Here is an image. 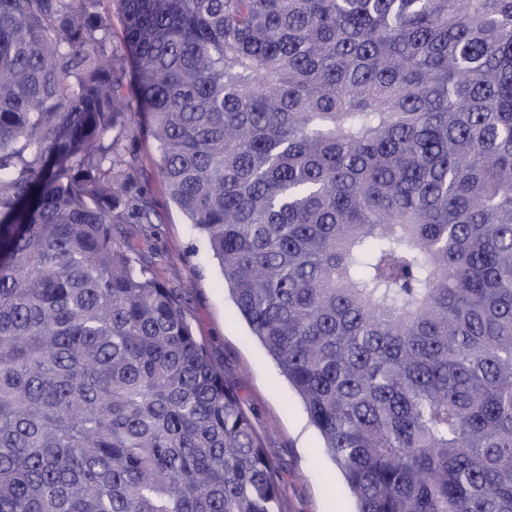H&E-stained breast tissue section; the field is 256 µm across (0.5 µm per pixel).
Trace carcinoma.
<instances>
[{
	"instance_id": "obj_1",
	"label": "carcinoma",
	"mask_w": 512,
	"mask_h": 512,
	"mask_svg": "<svg viewBox=\"0 0 512 512\" xmlns=\"http://www.w3.org/2000/svg\"><path fill=\"white\" fill-rule=\"evenodd\" d=\"M133 112L357 512H512V0H0V512H282Z\"/></svg>"
}]
</instances>
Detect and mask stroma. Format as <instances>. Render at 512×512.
I'll use <instances>...</instances> for the list:
<instances>
[{
  "label": "stroma",
  "mask_w": 512,
  "mask_h": 512,
  "mask_svg": "<svg viewBox=\"0 0 512 512\" xmlns=\"http://www.w3.org/2000/svg\"><path fill=\"white\" fill-rule=\"evenodd\" d=\"M121 147L137 161L131 192L151 205L149 224L112 227L147 274L171 288L197 340L224 371V383L241 399L267 447L277 449L283 512H354L355 502L299 397L252 337L225 290L206 240L187 224L157 174L158 145L148 116L136 115Z\"/></svg>",
  "instance_id": "obj_1"
}]
</instances>
